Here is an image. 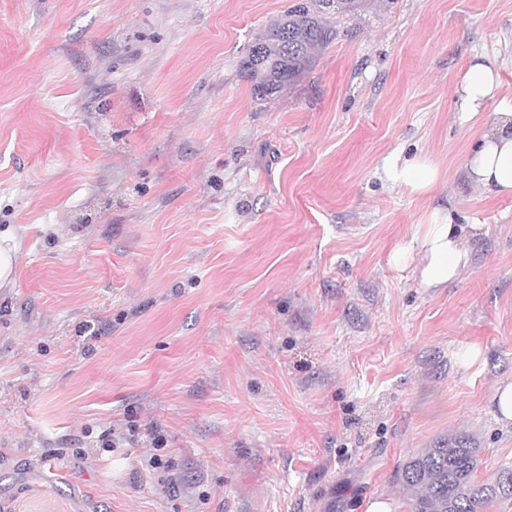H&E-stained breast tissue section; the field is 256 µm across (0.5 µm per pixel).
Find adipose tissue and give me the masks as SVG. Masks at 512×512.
<instances>
[{
    "mask_svg": "<svg viewBox=\"0 0 512 512\" xmlns=\"http://www.w3.org/2000/svg\"><path fill=\"white\" fill-rule=\"evenodd\" d=\"M500 81L496 70L482 57H474L460 85V107L464 113L477 115L493 100ZM386 181L403 183L416 191H425L438 178L436 167L427 159L392 160L383 168ZM469 180L476 186L499 194L512 193V103L500 105L491 115V131L469 155L466 164ZM465 228L456 224L452 212L434 211L428 223L420 225L409 245L393 254L396 264L408 262L420 253L418 269L422 287L437 288L456 280L469 262L463 246Z\"/></svg>",
    "mask_w": 512,
    "mask_h": 512,
    "instance_id": "adipose-tissue-1",
    "label": "adipose tissue"
}]
</instances>
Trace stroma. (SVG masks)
I'll use <instances>...</instances> for the list:
<instances>
[{"label":"stroma","mask_w":512,"mask_h":512,"mask_svg":"<svg viewBox=\"0 0 512 512\" xmlns=\"http://www.w3.org/2000/svg\"><path fill=\"white\" fill-rule=\"evenodd\" d=\"M289 3L0 0V512H407L437 440L512 462V194L458 107L476 55L512 99V0H365L259 100ZM437 209L470 264L424 288L392 254ZM386 181L403 183L415 191H426L438 178L436 167L425 158L413 161H400L399 158L387 162L383 168ZM18 242L15 232L0 231V288H9L15 280Z\"/></svg>","instance_id":"obj_1"}]
</instances>
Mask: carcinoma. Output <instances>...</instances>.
<instances>
[{"label":"carcinoma","instance_id":"1","mask_svg":"<svg viewBox=\"0 0 512 512\" xmlns=\"http://www.w3.org/2000/svg\"><path fill=\"white\" fill-rule=\"evenodd\" d=\"M363 0H292L288 9L254 39L241 71L259 99L294 86L313 67L315 53L336 37L330 17L358 10ZM481 449L465 436L442 439L408 456L397 482L408 512H484L486 505L512 504V464L489 478L476 477Z\"/></svg>","mask_w":512,"mask_h":512}]
</instances>
